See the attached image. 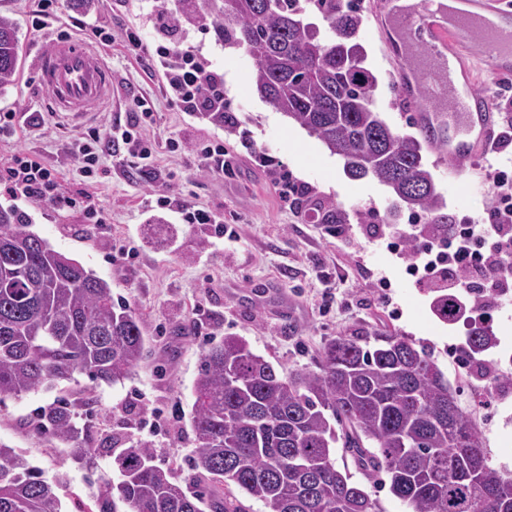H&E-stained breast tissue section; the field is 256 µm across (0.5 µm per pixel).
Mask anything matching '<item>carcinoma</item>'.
<instances>
[{"instance_id":"1","label":"carcinoma","mask_w":512,"mask_h":512,"mask_svg":"<svg viewBox=\"0 0 512 512\" xmlns=\"http://www.w3.org/2000/svg\"><path fill=\"white\" fill-rule=\"evenodd\" d=\"M178 22L206 19L195 0H178ZM213 22L224 46L254 61L253 81L265 101L339 156L353 179L373 176L409 212L425 218L422 232L446 239L453 217L423 145L435 135L403 134L374 109L378 79L358 42L362 17L344 0H236ZM314 8L330 32L303 19ZM23 58L16 23L0 17V94L13 85ZM324 224L346 223L335 205L303 196ZM459 302L436 295L433 313L459 321ZM488 326L470 327V357L490 350ZM142 321L115 301L110 284L51 248L30 230L26 215L0 207V397L70 381L128 378L144 359ZM488 387L512 389V375L477 365ZM193 469L212 486L187 494L172 472L154 464L152 449H125L115 462L122 480L100 491L101 512H245L235 495L271 512H379L378 503L336 468V443L372 479L382 474L409 512H512V474L491 465L485 437L448 397V381L431 351L403 335H340L328 340L318 370L283 377L240 336L202 353L193 390ZM61 442L79 439L61 398L34 424ZM0 512H60L42 471L0 444Z\"/></svg>"}]
</instances>
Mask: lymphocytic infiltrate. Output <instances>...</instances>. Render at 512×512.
<instances>
[{"label": "lymphocytic infiltrate", "instance_id": "lymphocytic-infiltrate-1", "mask_svg": "<svg viewBox=\"0 0 512 512\" xmlns=\"http://www.w3.org/2000/svg\"><path fill=\"white\" fill-rule=\"evenodd\" d=\"M156 54L171 60L168 86L183 111L208 112L224 108V77L180 46L157 45ZM125 145L130 158L149 167L154 157L151 143L135 124L114 123L107 132L91 134L78 144L76 154L84 177H93L101 160L115 145ZM494 202L484 217L473 218V230L452 238L422 237L418 225H411L401 243L412 246L414 261L420 264L418 287L430 292H450L467 302L470 312L492 314L512 304V272L504 265L512 257V179L504 173L492 178ZM0 194L24 196L60 208H79L88 217L99 214L90 193L72 197L64 193L57 171L26 154L14 155L0 166Z\"/></svg>", "mask_w": 512, "mask_h": 512}]
</instances>
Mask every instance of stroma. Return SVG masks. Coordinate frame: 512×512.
Returning <instances> with one entry per match:
<instances>
[{
  "label": "stroma",
  "mask_w": 512,
  "mask_h": 512,
  "mask_svg": "<svg viewBox=\"0 0 512 512\" xmlns=\"http://www.w3.org/2000/svg\"><path fill=\"white\" fill-rule=\"evenodd\" d=\"M167 0H93L86 28L72 27L78 0H62L54 26L30 27L32 0H0V16L15 21L23 45V65L14 86L0 93V109L27 112L39 124L0 135V161L25 152L55 168L65 191L80 196L87 188L78 171L74 146L95 130L135 115V100L154 103L144 134L161 143L156 174L124 166L119 157L102 165L95 195L106 217L94 224L78 209L58 210L22 198L0 196V206L25 211L31 229L53 249L78 261L112 286L141 318L150 339L132 378L116 384L76 376L62 386L40 388L0 402V443L14 448L57 481L61 512H95L105 481H118L117 451L146 445L154 462L171 469L186 490H193L194 434L190 422L193 389L205 347L227 335L244 337L253 352L282 373L311 368L330 339L359 332H395L427 347L463 410L486 437L493 464L512 470V393L478 404L480 382L472 366L450 355L464 346L467 330L441 322L432 313L431 294L416 288L406 260L392 255L376 234L394 201L376 178H349L342 160L288 116L272 108L253 80V59L229 49L212 21L185 24L173 41L211 60L224 75V122L185 112L171 99L163 59L133 56L121 44L100 46L112 75L124 90L110 109L65 114L55 111L47 91L34 80L32 60L48 50L60 32L93 42L92 29L104 25L113 35L140 28L155 41L154 17ZM364 17L359 41L366 65L378 78L374 108L401 133H412L420 112L402 111L396 93L401 62L386 43L383 16L375 0H354ZM220 140L233 158L235 174L218 178L198 169L194 146ZM427 164L449 214L474 216L490 203L489 166L512 167V141L498 139L456 167L446 150L425 152ZM291 177L313 197L346 211L345 224L318 223L309 210L290 211L281 203L278 182ZM172 193L188 204L223 216L236 225V242L224 241L212 224H181L156 209L159 194ZM136 249L134 260L115 259L112 246ZM349 295L348 304L322 312L326 286ZM66 398L82 433L76 444L37 432L33 420L42 407ZM115 445L101 447L105 436ZM87 454H72V446Z\"/></svg>",
  "instance_id": "obj_1"
}]
</instances>
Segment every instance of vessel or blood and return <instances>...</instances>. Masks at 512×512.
I'll list each match as a JSON object with an SVG mask.
<instances>
[{
  "label": "vessel or blood",
  "instance_id": "obj_1",
  "mask_svg": "<svg viewBox=\"0 0 512 512\" xmlns=\"http://www.w3.org/2000/svg\"><path fill=\"white\" fill-rule=\"evenodd\" d=\"M446 11L428 0L425 7L394 9L383 0L387 26L404 44L405 72L423 83L428 112L448 115L451 134L445 144L457 165H465L482 148L494 129V113L488 98L468 91L459 94L455 79L465 59L479 53L489 74L512 72V15L503 12L499 0H456ZM35 69L58 111L72 112L86 103H108L114 93L111 70L90 44L56 40L46 53L37 55Z\"/></svg>",
  "mask_w": 512,
  "mask_h": 512
}]
</instances>
